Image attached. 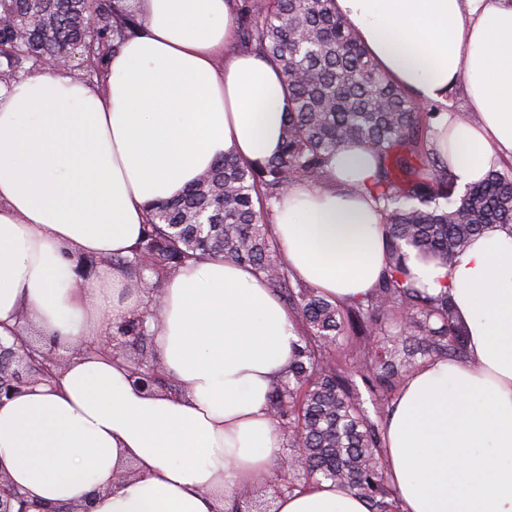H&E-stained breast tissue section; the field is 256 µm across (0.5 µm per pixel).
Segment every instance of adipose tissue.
<instances>
[{"label":"adipose tissue","mask_w":512,"mask_h":512,"mask_svg":"<svg viewBox=\"0 0 512 512\" xmlns=\"http://www.w3.org/2000/svg\"><path fill=\"white\" fill-rule=\"evenodd\" d=\"M381 73L411 96L463 88L476 122L444 112L458 188L512 160V0H335ZM235 0H141V28L113 54L105 89L35 71L0 90V337L35 328L90 344L146 295L111 264L130 256L145 207L182 194L224 154L269 158L284 77L237 48ZM338 181H368L374 158L345 148ZM289 271L339 301L367 297L386 269L374 202L294 183L274 206ZM102 263L84 275L79 257ZM429 294L448 292L469 357L434 359L404 384L386 422L400 512H512V227L441 265L409 254ZM150 328L176 394L135 385L124 361L90 351L57 382L0 405V465L38 505L92 499L93 512H226L270 481L283 439L269 407L296 322L249 266L211 255L171 274ZM134 479L113 486L118 467ZM277 512H368L328 483L280 496Z\"/></svg>","instance_id":"obj_1"}]
</instances>
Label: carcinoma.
<instances>
[{
	"instance_id": "1",
	"label": "carcinoma",
	"mask_w": 512,
	"mask_h": 512,
	"mask_svg": "<svg viewBox=\"0 0 512 512\" xmlns=\"http://www.w3.org/2000/svg\"><path fill=\"white\" fill-rule=\"evenodd\" d=\"M0 12L50 18L33 39L17 46L7 35L0 41V68L18 75L81 39L93 75L105 78L112 54L140 28L130 0H0ZM237 20L243 46L285 77L279 152L252 164L228 153L180 196L149 204L133 257L112 264L149 273L143 287L155 289L171 272L210 254L263 275L300 320L299 352L270 393L271 411L304 465L300 473L282 470L284 490L326 481L364 498L369 512H396L384 432L353 377L389 409L421 362L467 357V328L448 292L434 297L415 285L406 249L446 264L488 227L512 225V171L493 168L453 198V170L430 141L440 112L384 78L336 14L334 0H244ZM345 145L375 154V177L344 191L379 206L388 268L369 296L336 303L288 270L272 233L273 204L299 181L330 186L329 160ZM390 312L404 314L396 337L382 327ZM112 333L147 337L150 327L145 319L123 318ZM351 336L358 341L355 355L341 359L337 351Z\"/></svg>"
}]
</instances>
